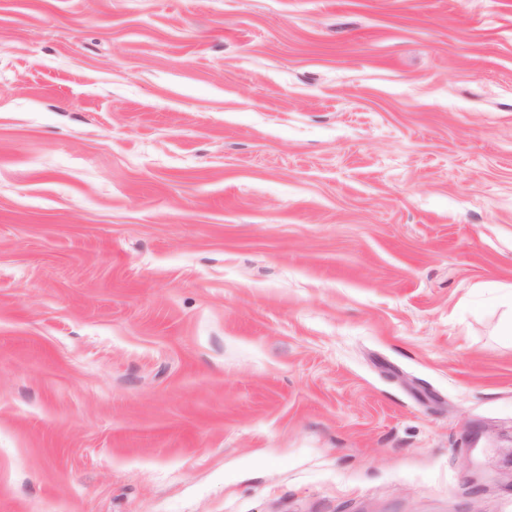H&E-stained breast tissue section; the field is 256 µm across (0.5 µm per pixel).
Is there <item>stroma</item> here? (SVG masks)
<instances>
[{
  "label": "stroma",
  "mask_w": 512,
  "mask_h": 512,
  "mask_svg": "<svg viewBox=\"0 0 512 512\" xmlns=\"http://www.w3.org/2000/svg\"><path fill=\"white\" fill-rule=\"evenodd\" d=\"M512 0H0V512H512Z\"/></svg>",
  "instance_id": "obj_1"
}]
</instances>
